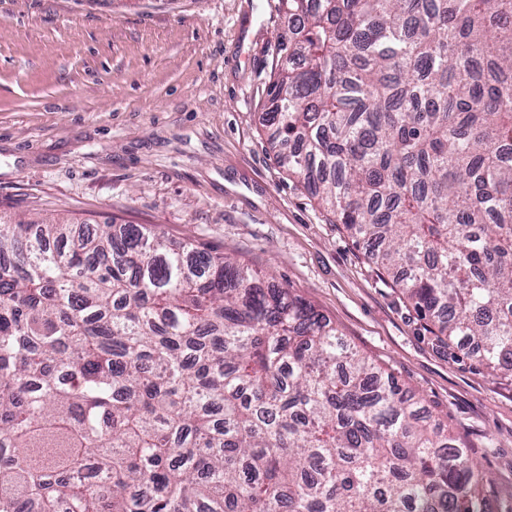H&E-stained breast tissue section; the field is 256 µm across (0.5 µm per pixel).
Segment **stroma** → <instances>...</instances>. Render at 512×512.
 <instances>
[{"label": "stroma", "instance_id": "obj_1", "mask_svg": "<svg viewBox=\"0 0 512 512\" xmlns=\"http://www.w3.org/2000/svg\"><path fill=\"white\" fill-rule=\"evenodd\" d=\"M281 0H0V216L141 224L274 272L422 399L512 512V377L454 358L266 122Z\"/></svg>", "mask_w": 512, "mask_h": 512}]
</instances>
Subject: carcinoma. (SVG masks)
Returning a JSON list of instances; mask_svg holds the SVG:
<instances>
[{
	"mask_svg": "<svg viewBox=\"0 0 512 512\" xmlns=\"http://www.w3.org/2000/svg\"><path fill=\"white\" fill-rule=\"evenodd\" d=\"M281 2L277 157L438 341L512 376V0ZM490 484L274 275L0 221V512H487Z\"/></svg>",
	"mask_w": 512,
	"mask_h": 512,
	"instance_id": "cac0c4a2",
	"label": "carcinoma"
}]
</instances>
